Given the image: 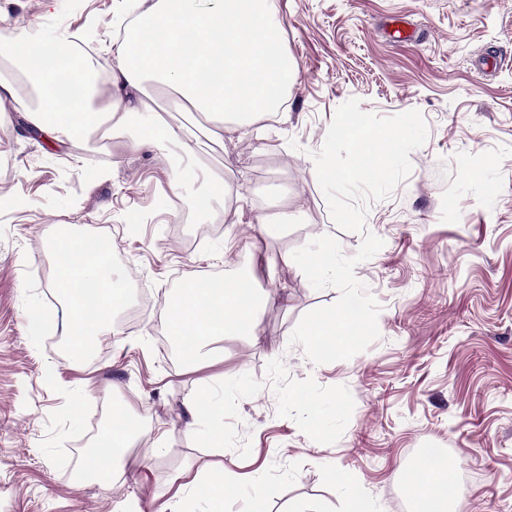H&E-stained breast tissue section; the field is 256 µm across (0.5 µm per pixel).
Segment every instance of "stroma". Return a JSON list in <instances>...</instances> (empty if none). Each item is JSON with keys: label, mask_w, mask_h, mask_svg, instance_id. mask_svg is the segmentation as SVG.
Instances as JSON below:
<instances>
[{"label": "stroma", "mask_w": 512, "mask_h": 512, "mask_svg": "<svg viewBox=\"0 0 512 512\" xmlns=\"http://www.w3.org/2000/svg\"><path fill=\"white\" fill-rule=\"evenodd\" d=\"M154 0H0L8 57L0 80V512H205L211 492L175 499L186 464L223 471L224 512H412L406 473L440 449L458 470L454 512H512V0H272L295 63L280 111L257 131L206 141L198 183L176 188L174 146L128 150L112 138L96 176L99 137L24 134L31 92L13 63L31 37L58 24L87 35L98 61L100 103L119 63L120 14ZM148 104L190 126L173 90L145 82ZM389 117L420 111L428 135L412 172L372 202L366 231L384 242L356 276L378 304L380 337L350 359L313 363L289 339L309 311L335 303L292 259L331 235L354 256L364 233L340 229L319 185L313 152L337 108ZM229 196L204 202V178ZM285 205L294 224L257 216ZM72 226L120 250L114 264L129 298L165 302L187 281L253 270L272 297L259 341L224 339L223 359L188 366L160 341L165 314L115 325L98 353L67 356L62 299L45 270L49 225ZM224 405V445L188 431L191 399ZM124 405L165 431L156 450L137 437L126 473L145 483L106 487L83 464L107 404ZM274 490L258 497L256 483Z\"/></svg>", "instance_id": "35a3bbf8"}]
</instances>
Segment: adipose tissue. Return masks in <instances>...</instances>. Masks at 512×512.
I'll use <instances>...</instances> for the list:
<instances>
[{
	"mask_svg": "<svg viewBox=\"0 0 512 512\" xmlns=\"http://www.w3.org/2000/svg\"><path fill=\"white\" fill-rule=\"evenodd\" d=\"M156 0L143 13L142 27L158 31L161 40L125 41L117 49L121 62L110 76L112 102L104 109L93 102V92L62 97V78L50 65L37 72L36 105L28 122L45 136L85 138L108 129L118 135L133 117L140 131L127 136L130 149L162 143L175 144L179 158L194 161L202 143L197 132L164 122L145 100L144 81L154 75L178 91L182 105L217 117L232 129L250 131L257 118L275 112L279 91L293 75V61L284 49L281 31L269 19V0ZM49 241L59 261L58 281L67 328L68 353L84 361L100 336L111 330L115 312L128 301L124 282L107 267L112 248L108 242L91 246L69 229H48ZM270 300L252 282L225 277L220 284L190 283L166 300V332L189 346L190 365L214 362L224 352L228 336H258L262 305ZM142 421H134L126 407L112 412L108 446L88 452L85 470L102 484L120 478L119 463L142 434ZM416 512H448L459 492L456 472L444 466L430 477L420 466L407 474Z\"/></svg>",
	"mask_w": 512,
	"mask_h": 512,
	"instance_id": "ef3b65f1",
	"label": "adipose tissue"
}]
</instances>
